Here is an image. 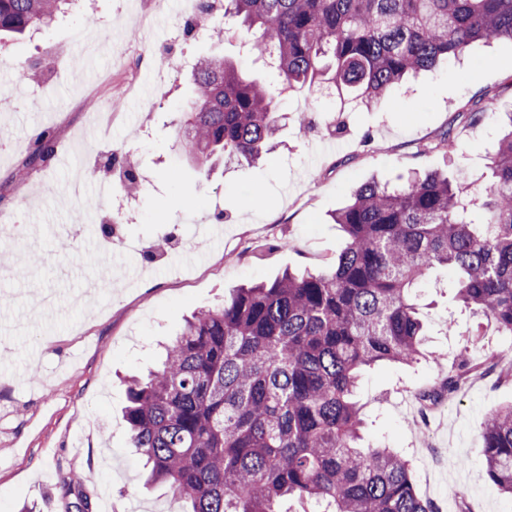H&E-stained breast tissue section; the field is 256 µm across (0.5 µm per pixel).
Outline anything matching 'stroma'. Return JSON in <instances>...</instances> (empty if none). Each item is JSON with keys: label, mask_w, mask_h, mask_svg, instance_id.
Instances as JSON below:
<instances>
[{"label": "stroma", "mask_w": 512, "mask_h": 512, "mask_svg": "<svg viewBox=\"0 0 512 512\" xmlns=\"http://www.w3.org/2000/svg\"><path fill=\"white\" fill-rule=\"evenodd\" d=\"M141 18L142 0H95L93 10L77 6L31 36L0 42V97L11 102L0 111V215L11 219L0 228V326L27 321L0 344V512H66L57 484L68 472L85 476L91 501L109 488V512H180L169 486L145 485L140 476L124 419V377L156 367L160 343L233 288L289 268L325 267L344 243L331 217L360 185L459 167L471 175L468 193L492 182L489 158L501 136L494 116L512 111V41H492L354 112H335L333 98L305 88L284 92L266 159L243 167L219 162L204 177L177 133L195 63L221 56L272 88L281 76L251 38L237 36L235 18H225L233 35L218 44L186 35L182 0H167L151 17L158 37L145 38ZM133 65L141 93L104 84L106 74L118 77ZM477 109L487 114L479 124L469 119ZM311 110L321 125L302 129ZM333 118L341 124L335 134L324 127ZM45 129L57 153L83 142L79 157L35 167L22 183L9 179ZM450 131L452 148L444 144ZM114 152L141 175L136 208L121 227L141 251L113 249L112 290L95 295L86 286L99 269L75 262L74 253L97 242L87 230V205L70 196L69 185L86 171L105 172ZM258 193L260 205L251 201ZM169 234L180 238V249L153 258ZM451 282L437 268L421 288L426 356L365 374L364 443L403 451L417 493L442 512H512L487 476L482 438L487 416L512 402V377L495 369L430 405L420 399L466 345L476 344L481 359L512 358V336L461 309Z\"/></svg>", "instance_id": "35a3bbf8"}]
</instances>
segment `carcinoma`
Returning <instances> with one entry per match:
<instances>
[{"mask_svg": "<svg viewBox=\"0 0 512 512\" xmlns=\"http://www.w3.org/2000/svg\"><path fill=\"white\" fill-rule=\"evenodd\" d=\"M74 0H0V35L54 21ZM238 34L261 31L253 49L284 89L329 86L343 111L377 103L410 75L490 39L512 41V0H224ZM184 111L186 151L208 175L217 154L251 165L279 129L278 101L222 59L195 65ZM491 157L493 181L468 195L462 169L366 182L333 215L346 235L333 262L286 271L233 290L186 320L161 366L128 380L125 420L148 478L168 484L182 512H440L421 497L411 463L363 448L362 372L422 356L420 284L431 270L456 274L455 299L512 335V111ZM55 153L36 139L25 167ZM459 357L439 381L452 393L472 369ZM487 475L512 497V403L483 427ZM67 512H91L83 479L60 485Z\"/></svg>", "mask_w": 512, "mask_h": 512, "instance_id": "carcinoma-1", "label": "carcinoma"}]
</instances>
